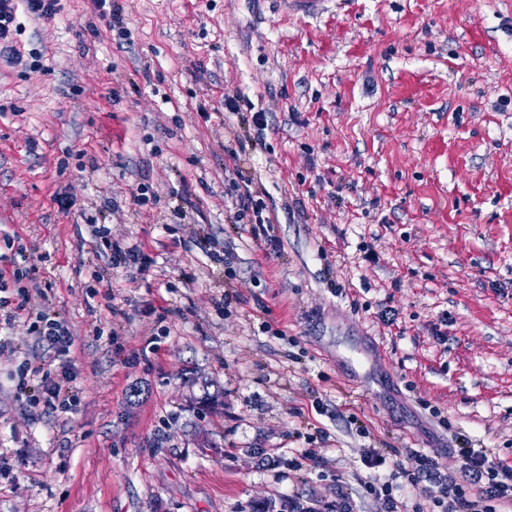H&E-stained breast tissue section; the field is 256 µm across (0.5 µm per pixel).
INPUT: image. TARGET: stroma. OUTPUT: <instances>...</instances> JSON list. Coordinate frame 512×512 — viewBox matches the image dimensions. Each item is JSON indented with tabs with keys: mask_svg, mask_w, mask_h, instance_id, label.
Listing matches in <instances>:
<instances>
[{
	"mask_svg": "<svg viewBox=\"0 0 512 512\" xmlns=\"http://www.w3.org/2000/svg\"><path fill=\"white\" fill-rule=\"evenodd\" d=\"M112 12L128 39L94 0L18 11L0 57V254L42 258L0 331V512H377L364 449L512 463V0ZM244 188L268 232L237 222ZM131 240L148 271L112 267ZM44 310L74 338L58 416L16 390ZM366 337L389 391L342 365ZM277 4L281 11L289 16L318 15L328 0H268Z\"/></svg>",
	"mask_w": 512,
	"mask_h": 512,
	"instance_id": "stroma-1",
	"label": "stroma"
}]
</instances>
